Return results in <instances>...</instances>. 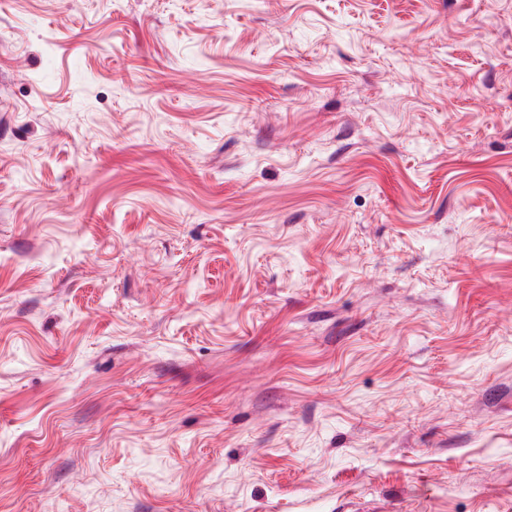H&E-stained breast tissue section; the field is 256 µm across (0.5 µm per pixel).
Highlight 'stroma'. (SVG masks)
<instances>
[{
  "mask_svg": "<svg viewBox=\"0 0 512 512\" xmlns=\"http://www.w3.org/2000/svg\"><path fill=\"white\" fill-rule=\"evenodd\" d=\"M0 512H512V0H0Z\"/></svg>",
  "mask_w": 512,
  "mask_h": 512,
  "instance_id": "obj_1",
  "label": "stroma"
}]
</instances>
